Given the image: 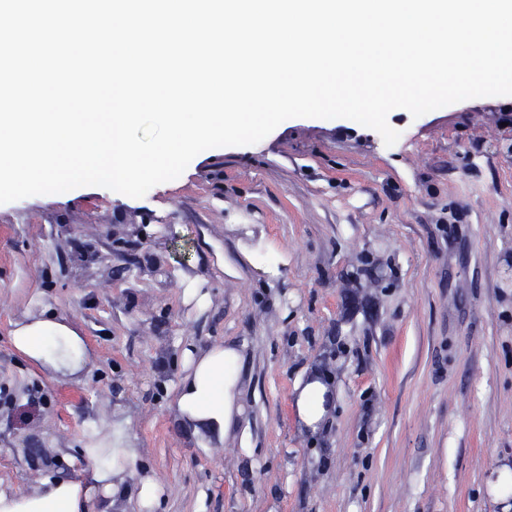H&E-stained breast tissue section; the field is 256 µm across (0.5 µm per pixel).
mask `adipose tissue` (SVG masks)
I'll return each instance as SVG.
<instances>
[{
  "instance_id": "1",
  "label": "adipose tissue",
  "mask_w": 512,
  "mask_h": 512,
  "mask_svg": "<svg viewBox=\"0 0 512 512\" xmlns=\"http://www.w3.org/2000/svg\"><path fill=\"white\" fill-rule=\"evenodd\" d=\"M9 336L15 352L51 379L76 377L93 361L83 331L46 309L12 322ZM244 360L243 346L234 342L186 347L171 403L175 416L193 431L223 441L244 412ZM335 399V389L320 373L296 385L294 402L306 430L322 429ZM80 443L85 462L80 478H45L31 491L0 488V512H107L130 502L139 512H158L163 485L154 472L139 470L141 451L128 421L91 425Z\"/></svg>"
}]
</instances>
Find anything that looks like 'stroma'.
Masks as SVG:
<instances>
[{"instance_id":"obj_1","label":"stroma","mask_w":512,"mask_h":512,"mask_svg":"<svg viewBox=\"0 0 512 512\" xmlns=\"http://www.w3.org/2000/svg\"><path fill=\"white\" fill-rule=\"evenodd\" d=\"M388 123L390 147L293 118L141 198L0 204V486L79 478L87 424L127 417L164 512H512V96ZM45 307L89 341L78 379L11 347ZM223 340L244 414L211 448L170 403L184 349ZM313 370L336 387L316 434L293 404Z\"/></svg>"}]
</instances>
